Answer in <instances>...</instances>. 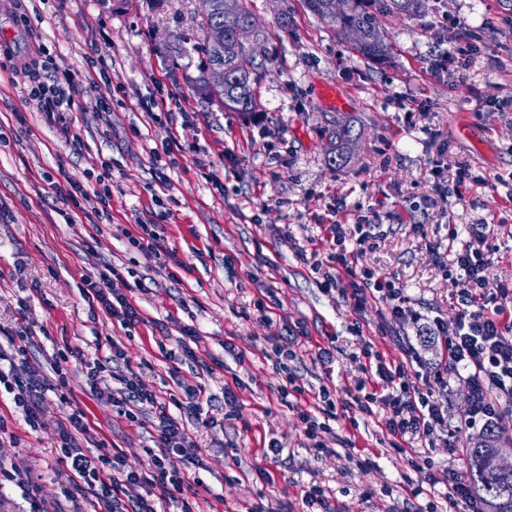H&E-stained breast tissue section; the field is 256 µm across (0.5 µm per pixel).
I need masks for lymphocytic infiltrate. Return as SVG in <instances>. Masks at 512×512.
I'll return each instance as SVG.
<instances>
[{"label": "lymphocytic infiltrate", "mask_w": 512, "mask_h": 512, "mask_svg": "<svg viewBox=\"0 0 512 512\" xmlns=\"http://www.w3.org/2000/svg\"><path fill=\"white\" fill-rule=\"evenodd\" d=\"M36 53V58L21 68L28 79L24 99L39 111L63 115L69 107L65 85L72 82L73 75L65 73L60 81L40 79L39 58L45 50L40 47ZM379 228V222L366 215L358 216L352 224L334 222L328 227L326 260H310V268L321 274L325 290L348 281L346 297L354 309H362L375 299L400 321L413 314L403 288L394 279L375 276L356 259V247L374 238ZM494 254L495 248L483 230L472 225L468 240L456 253L455 282L461 299L456 323L450 328L435 319L426 326L427 334L440 344L435 358L423 356L414 347L405 349L397 360L364 348L359 365L364 377L353 406L365 414L371 413L373 406H384L385 427L391 436L404 442L423 441L436 428L447 426L449 411L435 402L433 389L447 385L452 373L467 371L470 380L467 428L491 424L501 401L512 400V285L489 282L486 271ZM33 343L27 331H17L9 339L16 361L8 370L0 369V386L11 394L15 407L32 428L38 424L40 404L49 388L27 357ZM416 369L432 378L433 388L424 390L410 383L409 373ZM118 381L120 386L113 390L112 400L134 426H141L144 408L159 411L151 470L134 469L116 451L84 448L81 441L87 438L89 425L77 408L61 424L55 450L58 464L72 472L75 488L86 489L85 500L96 512H158V502L176 498L181 501V512H194L182 493L196 482V474H172L164 466L167 454L194 455V443L184 428L161 410L157 395L143 388L136 376L122 375Z\"/></svg>", "instance_id": "lymphocytic-infiltrate-1"}]
</instances>
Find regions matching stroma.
I'll list each match as a JSON object with an SVG mask.
<instances>
[{
    "instance_id": "1",
    "label": "stroma",
    "mask_w": 512,
    "mask_h": 512,
    "mask_svg": "<svg viewBox=\"0 0 512 512\" xmlns=\"http://www.w3.org/2000/svg\"><path fill=\"white\" fill-rule=\"evenodd\" d=\"M247 2L267 31L257 121L206 104L193 89L200 0H0V349L24 326L43 376L53 375L49 356L65 358V385L46 392L36 429L0 390V467L37 478L47 507L76 512L84 504L65 498L72 475L53 454L68 406L82 409L95 440L115 446L133 467H149L151 435L129 426L108 398L116 380L91 389L84 368L114 342L123 367L162 399L182 396L187 384L211 398V427L175 413L200 449V482L186 491L198 512H302V489L312 483L328 488L336 512H409V489L425 474L444 486L449 474L467 472L465 451H448L454 426L468 415L463 374L436 393L451 427L414 450L395 449L380 409L332 422L328 453L308 450L301 414L313 410L323 385L336 403L349 401L362 377L354 357L363 344L394 359L400 341L418 347L423 338L421 323L391 326L382 302L357 312L342 291L323 292L296 249L326 251L333 209L349 223L379 212L383 233L357 261L398 280L421 322L456 321V287L439 270L455 256L451 230L485 224L497 249L487 276L512 281V202L498 181L512 172V106L503 104L512 97V12L501 0H426L418 15L383 18L390 58L379 65L302 0ZM445 11L481 53L442 70L437 62L456 36L439 22ZM284 13L285 32L278 26ZM21 31L55 61L41 69L42 79L75 72L73 133L24 102V79L6 56ZM325 85L345 109L321 96ZM146 101L153 111H144ZM340 121L358 135L343 168L326 154ZM442 155L467 164L482 185L441 196L430 161ZM105 158L112 161L111 220L66 223L70 182L92 192L85 175ZM141 224L156 225L166 262L130 244ZM92 231L99 243L90 249ZM108 267L116 270L111 292L129 297L141 323L124 327L84 299L87 280ZM259 302L272 308L271 320H258ZM292 329L305 333L295 370L306 392L284 402L265 349L268 338ZM182 341L197 349L200 364L171 358ZM325 346L333 354L326 365L317 356ZM237 380L244 388L228 421L224 387ZM273 438L284 445L276 464L263 449ZM360 456L367 465H357Z\"/></svg>"
}]
</instances>
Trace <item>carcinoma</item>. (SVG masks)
<instances>
[{"label": "carcinoma", "instance_id": "carcinoma-1", "mask_svg": "<svg viewBox=\"0 0 512 512\" xmlns=\"http://www.w3.org/2000/svg\"><path fill=\"white\" fill-rule=\"evenodd\" d=\"M212 9L201 14L200 27L206 31L215 25L224 27V44L218 46L203 37L197 46L201 54L200 74L195 79L196 91L204 99L228 112L252 116L257 112L256 88L264 76L263 64L252 59L249 48L234 38L237 25L251 19L253 12L246 0H211ZM305 7L324 23L347 35L356 31V50L365 58L383 64L389 58V46L381 27L386 15L410 16L424 8V0H303ZM221 62L233 75L224 89L211 88L206 75L212 64ZM352 126L339 125L332 132L329 161L340 167L349 161ZM512 448L499 427L492 425L471 438L466 447L467 482L490 512H512V471L498 468L493 456Z\"/></svg>", "mask_w": 512, "mask_h": 512}]
</instances>
